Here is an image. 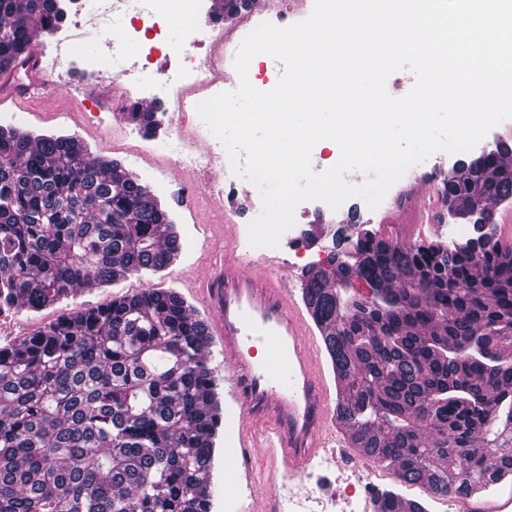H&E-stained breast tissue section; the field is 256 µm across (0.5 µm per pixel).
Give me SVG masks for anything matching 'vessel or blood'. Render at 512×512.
Masks as SVG:
<instances>
[{"instance_id": "b4317fda", "label": "vessel or blood", "mask_w": 512, "mask_h": 512, "mask_svg": "<svg viewBox=\"0 0 512 512\" xmlns=\"http://www.w3.org/2000/svg\"><path fill=\"white\" fill-rule=\"evenodd\" d=\"M53 83L37 42L0 71V102L48 97ZM285 257L244 249L234 225L224 227V262L207 283L206 304L224 345L231 393L241 412L232 420L240 447L265 448L260 472L247 484L276 487L279 479H303L319 456L358 457L352 431L338 407L346 392L331 382L320 345L327 329L304 300L302 281L286 279ZM468 512H512V493L489 501L476 496Z\"/></svg>"}]
</instances>
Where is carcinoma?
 Returning a JSON list of instances; mask_svg holds the SVG:
<instances>
[{"mask_svg":"<svg viewBox=\"0 0 512 512\" xmlns=\"http://www.w3.org/2000/svg\"><path fill=\"white\" fill-rule=\"evenodd\" d=\"M29 20L46 31L63 17L54 0H0V68L30 42ZM506 154L446 183L448 205L480 208L478 236L407 245L361 224L360 261L336 253L333 274L304 271L313 316L334 326L324 345L359 448L434 494L512 476V453H498L512 446V245L488 205L512 198ZM117 168L72 137L0 126V310L39 311L172 261L168 212ZM204 335L178 293L146 288L0 344V512H211L223 412ZM398 502L385 490L375 512Z\"/></svg>","mask_w":512,"mask_h":512,"instance_id":"cac0c4a2","label":"carcinoma"}]
</instances>
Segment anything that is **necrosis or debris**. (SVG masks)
<instances>
[{
  "label": "necrosis or debris",
  "instance_id": "4bbe7bcc",
  "mask_svg": "<svg viewBox=\"0 0 512 512\" xmlns=\"http://www.w3.org/2000/svg\"><path fill=\"white\" fill-rule=\"evenodd\" d=\"M194 0H148L138 24L116 28L112 37L103 41L94 55H46L50 73L77 69L94 77H101L107 58H128L129 46H136L138 54L128 58L129 64L120 78L124 84L121 97L123 108L138 103L146 89L153 88L166 95V113L175 131L171 138L158 141L146 139L144 151L164 156L171 165L190 164L195 173H208L221 142L215 139L205 124H198L194 134H187L189 113L198 103L223 92L224 84L236 70L234 55L243 39L263 23L262 15L247 12L235 17L226 27L206 33L192 26ZM182 21L179 43L165 48V26L173 18ZM206 149H199V142Z\"/></svg>",
  "mask_w": 512,
  "mask_h": 512
}]
</instances>
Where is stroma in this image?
Segmentation results:
<instances>
[{"label": "stroma", "mask_w": 512, "mask_h": 512, "mask_svg": "<svg viewBox=\"0 0 512 512\" xmlns=\"http://www.w3.org/2000/svg\"><path fill=\"white\" fill-rule=\"evenodd\" d=\"M99 82L81 71H72L65 82L56 84L47 100H29L21 104L8 102L0 110L18 113L20 129L33 134L72 136L85 146L89 158L117 162L120 169L138 183L146 186L164 208L176 226L181 250L176 259L162 271H142L120 277L112 285L85 287L74 290L67 298L38 312L19 311L25 333H32L58 317L77 309L108 303L113 297L140 292L145 288H165L177 292L192 309L195 317L208 320L203 291L198 283L224 254L223 223L237 225L240 238H247L249 223L258 217L263 203L260 192L247 180L233 173L231 167L214 164L210 178L233 199L232 209H221L215 199L201 192L196 196L182 195L180 188L189 180L186 169L170 170L166 161L138 148L144 135L136 122L123 119L127 133L116 140L100 135L99 120L94 111L102 101ZM475 151L449 153L438 151L425 162L411 166L387 192L396 198L399 192L414 183L431 186L433 180H447L452 168L475 158ZM385 209H369L359 197L347 199L339 209H331L321 201H304L294 211L295 224L287 230L286 240L278 250L288 256L294 273H302L309 264L326 268L334 249L333 236L344 232L356 237L361 224L379 226ZM324 226L322 236H315L316 226ZM292 238L305 239L300 252L288 249ZM230 438L220 432L215 440L217 452L207 477L212 494L211 512H246L253 501L254 491L237 476L245 469H259L263 452L249 449L246 457L228 461L225 450ZM334 484L337 497L323 494L326 484ZM392 490L400 498L422 503L427 512H458L461 503L455 495H435L420 484L399 481L393 468L380 465L365 457L352 461L344 457L327 458L312 464L300 488L292 495L279 496L280 512H363L372 488Z\"/></svg>", "instance_id": "stroma-1"}]
</instances>
